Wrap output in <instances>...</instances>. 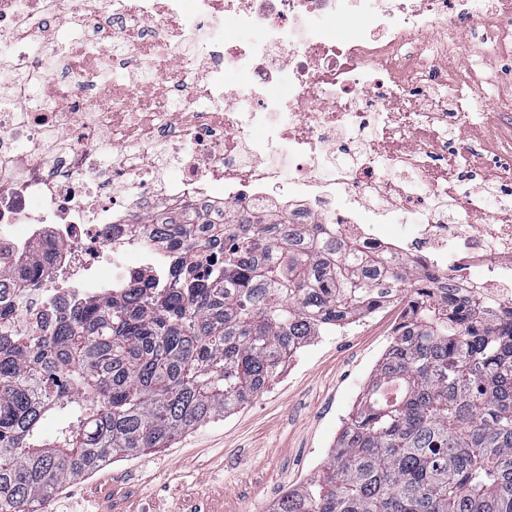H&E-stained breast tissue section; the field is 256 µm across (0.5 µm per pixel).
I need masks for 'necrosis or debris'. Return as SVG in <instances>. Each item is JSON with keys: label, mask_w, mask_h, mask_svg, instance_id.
I'll return each instance as SVG.
<instances>
[{"label": "necrosis or debris", "mask_w": 512, "mask_h": 512, "mask_svg": "<svg viewBox=\"0 0 512 512\" xmlns=\"http://www.w3.org/2000/svg\"><path fill=\"white\" fill-rule=\"evenodd\" d=\"M488 14L479 41L460 33ZM509 41L512 0H0V98L39 77L24 111L0 109V269L52 252L35 282L0 280V313L26 331L112 283L154 286L171 242L144 245L136 216L199 208L320 224L512 302V168L474 203L452 132L480 90L448 65Z\"/></svg>", "instance_id": "1"}]
</instances>
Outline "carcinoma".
Here are the masks:
<instances>
[{
    "instance_id": "cac0c4a2",
    "label": "carcinoma",
    "mask_w": 512,
    "mask_h": 512,
    "mask_svg": "<svg viewBox=\"0 0 512 512\" xmlns=\"http://www.w3.org/2000/svg\"><path fill=\"white\" fill-rule=\"evenodd\" d=\"M319 231L240 215L213 252L211 225L151 218L145 240L174 241L159 285H118L35 334L0 316V512H42L63 482L224 417L391 296L403 315L322 475L274 512H512V304L341 238L318 251ZM51 416L68 425L46 439Z\"/></svg>"
}]
</instances>
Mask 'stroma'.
<instances>
[{
    "mask_svg": "<svg viewBox=\"0 0 512 512\" xmlns=\"http://www.w3.org/2000/svg\"><path fill=\"white\" fill-rule=\"evenodd\" d=\"M395 303L315 337L250 403L63 483L44 512H272L317 477L392 339Z\"/></svg>",
    "mask_w": 512,
    "mask_h": 512,
    "instance_id": "stroma-1",
    "label": "stroma"
}]
</instances>
